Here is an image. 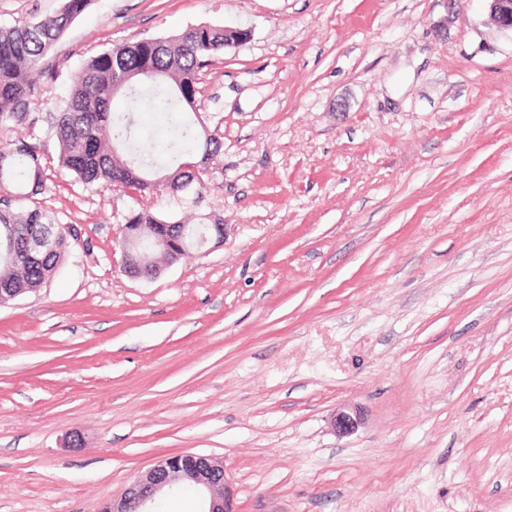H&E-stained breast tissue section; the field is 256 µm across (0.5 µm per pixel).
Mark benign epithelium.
<instances>
[{
  "label": "benign epithelium",
  "instance_id": "obj_1",
  "mask_svg": "<svg viewBox=\"0 0 512 512\" xmlns=\"http://www.w3.org/2000/svg\"><path fill=\"white\" fill-rule=\"evenodd\" d=\"M490 16L502 28L512 31V0H485ZM150 237L168 262H178L190 255L182 239L173 236L167 224H123L119 247L123 271L132 278L151 279L159 268L148 256H142L137 244ZM362 418L358 411L342 409L333 420L335 430L348 435L357 430ZM183 485L195 487L208 499L205 512H236L224 462L201 454H174L159 459L153 467L139 474L118 498L105 503L101 512H153L151 505L165 491Z\"/></svg>",
  "mask_w": 512,
  "mask_h": 512
}]
</instances>
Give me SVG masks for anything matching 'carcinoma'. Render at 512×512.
<instances>
[{"instance_id":"obj_1","label":"carcinoma","mask_w":512,"mask_h":512,"mask_svg":"<svg viewBox=\"0 0 512 512\" xmlns=\"http://www.w3.org/2000/svg\"><path fill=\"white\" fill-rule=\"evenodd\" d=\"M92 0H64L61 10L44 19L0 28V132L22 123L42 100L44 60L71 23ZM236 35L213 25L191 26L170 37L142 38L88 59L71 77L68 100L49 114L48 130L58 145V167L85 188L110 185L122 191L185 192L204 175L222 148L198 118L200 74L234 45ZM124 100L120 120L115 99ZM169 133L166 154L179 155L170 167L162 161L130 156L139 127L134 115L156 105ZM47 162L38 144L11 139L0 144V284L20 294L49 282L71 246V225L46 209L37 196L49 191ZM127 224H171L173 220L141 208ZM221 220L203 216L185 229L191 250L201 247L208 225ZM44 235L52 249L38 259H21L30 241Z\"/></svg>"}]
</instances>
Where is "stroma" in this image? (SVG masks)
<instances>
[{"instance_id":"1","label":"stroma","mask_w":512,"mask_h":512,"mask_svg":"<svg viewBox=\"0 0 512 512\" xmlns=\"http://www.w3.org/2000/svg\"><path fill=\"white\" fill-rule=\"evenodd\" d=\"M198 24L251 32L202 75L223 148L144 203L224 240L137 280L142 202L61 174L44 116L90 56ZM45 65L15 134L75 238L0 306V512H99L186 452L237 512H512V31L484 0H92Z\"/></svg>"}]
</instances>
